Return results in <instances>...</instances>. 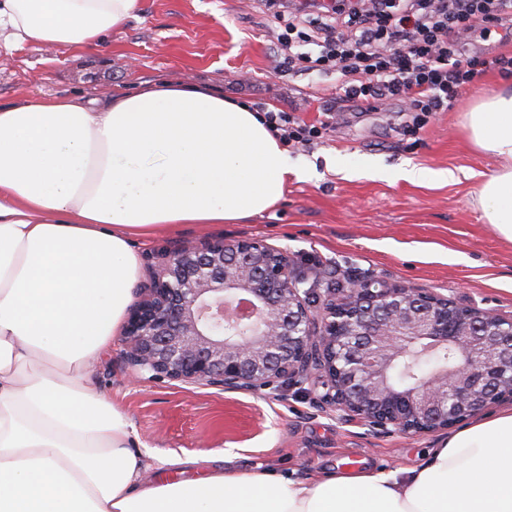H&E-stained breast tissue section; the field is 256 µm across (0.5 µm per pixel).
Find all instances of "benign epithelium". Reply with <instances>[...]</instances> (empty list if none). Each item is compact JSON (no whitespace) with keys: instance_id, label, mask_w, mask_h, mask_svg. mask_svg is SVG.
<instances>
[{"instance_id":"1","label":"benign epithelium","mask_w":512,"mask_h":512,"mask_svg":"<svg viewBox=\"0 0 512 512\" xmlns=\"http://www.w3.org/2000/svg\"><path fill=\"white\" fill-rule=\"evenodd\" d=\"M287 251L224 237L164 252L131 308L124 363L137 376L255 393L319 378L320 400L380 434L451 428L512 401V319L426 289L351 280L311 308ZM247 301L250 313L227 315ZM423 343L463 360L405 383Z\"/></svg>"}]
</instances>
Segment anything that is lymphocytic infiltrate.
<instances>
[{"label":"lymphocytic infiltrate","instance_id":"obj_1","mask_svg":"<svg viewBox=\"0 0 512 512\" xmlns=\"http://www.w3.org/2000/svg\"><path fill=\"white\" fill-rule=\"evenodd\" d=\"M281 24V67L291 74L341 75L337 110L375 112L402 104L418 134L451 109L480 69L512 71V56H469L476 35L512 28V0H268ZM287 147L322 137L328 123L290 112L266 115Z\"/></svg>","mask_w":512,"mask_h":512}]
</instances>
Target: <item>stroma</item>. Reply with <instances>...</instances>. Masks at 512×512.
I'll use <instances>...</instances> for the list:
<instances>
[{
	"mask_svg": "<svg viewBox=\"0 0 512 512\" xmlns=\"http://www.w3.org/2000/svg\"><path fill=\"white\" fill-rule=\"evenodd\" d=\"M276 29L262 0H142L138 18L100 49H0V104L105 99L172 81L213 85L255 111L293 110L315 123L340 76L278 72ZM502 79L498 71H485L416 136L407 129L410 115L395 105L343 113L323 138L291 149L302 168L289 177L273 210L241 224L158 231L139 246L141 281H148L162 248L208 236L258 237L286 249L303 287L320 293L352 278L379 280L512 317V242L486 224L474 204L483 175L498 161L474 149L464 129L465 112ZM340 156L348 174L335 170ZM410 165L435 173L452 168L458 179L417 185L393 178V171ZM123 349L117 335L99 355L96 386L126 410L152 452L200 460L149 471L150 481L203 477L211 458L226 450L238 453L243 470L264 464L298 478L331 467H415L442 438L438 432L372 433L317 406L308 382L257 393L166 379L137 382L123 363Z\"/></svg>",
	"mask_w": 512,
	"mask_h": 512,
	"instance_id": "1",
	"label": "stroma"
}]
</instances>
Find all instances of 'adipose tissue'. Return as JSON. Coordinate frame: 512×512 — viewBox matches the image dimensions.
<instances>
[{
	"label": "adipose tissue",
	"mask_w": 512,
	"mask_h": 512,
	"mask_svg": "<svg viewBox=\"0 0 512 512\" xmlns=\"http://www.w3.org/2000/svg\"><path fill=\"white\" fill-rule=\"evenodd\" d=\"M140 7L0 0V30L9 47L97 48ZM464 127L499 161L476 201L512 241V86L484 93ZM297 171L264 115L208 86L0 104V512H512V409L411 469L299 479L228 452L199 480H145L154 454L90 364L132 301L135 242L262 214Z\"/></svg>",
	"instance_id": "adipose-tissue-1"
}]
</instances>
